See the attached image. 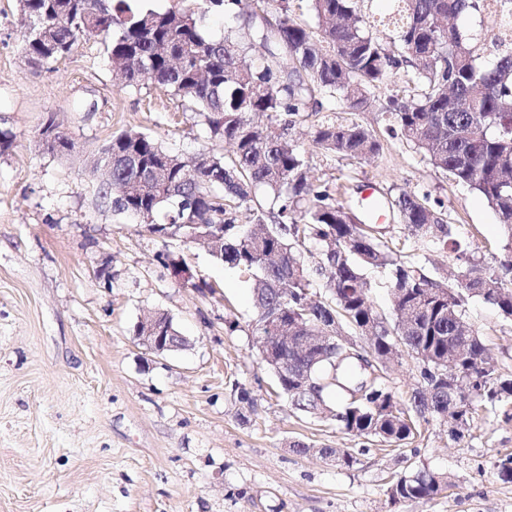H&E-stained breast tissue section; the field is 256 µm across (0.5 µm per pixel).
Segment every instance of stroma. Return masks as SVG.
<instances>
[{"instance_id":"stroma-1","label":"stroma","mask_w":512,"mask_h":512,"mask_svg":"<svg viewBox=\"0 0 512 512\" xmlns=\"http://www.w3.org/2000/svg\"><path fill=\"white\" fill-rule=\"evenodd\" d=\"M18 0H0V512H512V483L497 462L512 454V404L478 408L460 441L432 417L404 450L346 435L294 414L277 397L252 333V284L205 249L162 243L98 198L90 165L112 135L134 129L191 157L229 154L211 140L189 102L151 82L122 88L101 38H83L51 67L22 52ZM387 89L366 107H337L380 139L379 154L341 158L313 140L318 117L299 113L293 131L312 176L344 186L442 201L456 253L414 250L403 225L385 241L431 277L448 281L466 261L491 265L506 239L493 210L392 135ZM55 115L72 142L50 154L38 133ZM180 254L210 297L175 284L157 261ZM112 263V285L97 278ZM170 313L187 347L149 354L135 335L149 313ZM466 314L499 370L512 376V321L481 299ZM236 322L228 330L227 322ZM254 408L240 402L241 392ZM347 449L351 468L296 453L292 441ZM448 474L454 487L430 500L390 504L386 489L406 462Z\"/></svg>"}]
</instances>
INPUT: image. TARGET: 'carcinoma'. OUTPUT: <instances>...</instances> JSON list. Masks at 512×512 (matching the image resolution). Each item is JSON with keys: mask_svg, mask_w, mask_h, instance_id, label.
<instances>
[{"mask_svg": "<svg viewBox=\"0 0 512 512\" xmlns=\"http://www.w3.org/2000/svg\"><path fill=\"white\" fill-rule=\"evenodd\" d=\"M18 2L32 24L22 47L29 62L49 67L78 38L109 36L108 59L124 87L148 80L190 102L210 138L232 145L227 158H184L143 132L123 130L100 148V162L112 166V187L101 196L114 213L172 239L224 231V251L212 257L253 280L254 335L276 336L286 325L288 335L307 336L334 325L364 337L361 352L345 346L331 357L323 344L310 352L321 413L336 429L402 448L417 436L420 420L440 416L454 399L456 427L448 436L457 441L470 427L475 401L492 409L512 402V377L499 373L466 316L468 301L478 297L512 320V47L490 52L481 34L461 24L487 11V0H391L387 41L367 30L359 0H305L315 32L295 19L296 0H192L194 7L166 11L145 10L140 0ZM268 5L278 14L274 31L249 24L246 40L231 31L212 39L203 31L209 11L242 16ZM256 41L267 52L263 64L251 57ZM381 87L390 88L391 131L475 191L503 226L507 243L496 264L461 267L452 287L394 256L369 231L367 217L358 224L329 183L310 176L291 138L293 116L337 101L358 109ZM42 129L46 152L69 149L55 117ZM315 141L345 158L381 149L369 129L332 118L318 122ZM258 190L269 207L256 199ZM427 198L404 191L383 203L417 246L460 250L438 210L442 203L432 207ZM367 267L389 270L390 316L371 300ZM461 346L466 354L455 367L470 395L458 399L439 377L448 373V354ZM405 353L421 364V380L402 411L384 374L364 376L358 363ZM275 383L298 413L318 408L295 376ZM290 447L339 466L357 462L339 448L315 451L302 441ZM451 486L448 477L410 464L386 495L395 505L430 500Z\"/></svg>", "mask_w": 512, "mask_h": 512, "instance_id": "obj_1", "label": "carcinoma"}]
</instances>
